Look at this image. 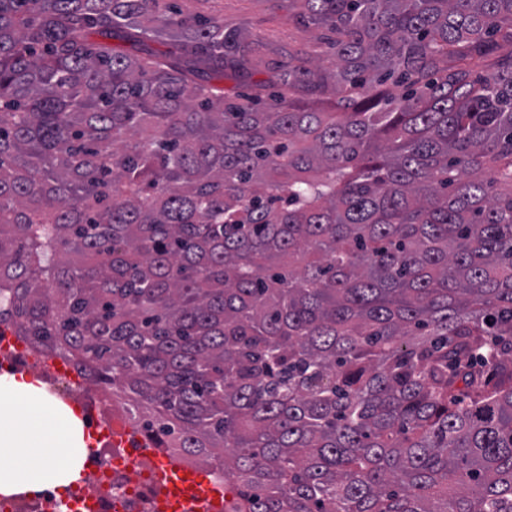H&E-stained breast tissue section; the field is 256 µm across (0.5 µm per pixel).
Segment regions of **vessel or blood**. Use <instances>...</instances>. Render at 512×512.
Listing matches in <instances>:
<instances>
[{
	"instance_id": "vessel-or-blood-1",
	"label": "vessel or blood",
	"mask_w": 512,
	"mask_h": 512,
	"mask_svg": "<svg viewBox=\"0 0 512 512\" xmlns=\"http://www.w3.org/2000/svg\"><path fill=\"white\" fill-rule=\"evenodd\" d=\"M154 479L160 491L161 512H223L224 489L203 470L159 455Z\"/></svg>"
}]
</instances>
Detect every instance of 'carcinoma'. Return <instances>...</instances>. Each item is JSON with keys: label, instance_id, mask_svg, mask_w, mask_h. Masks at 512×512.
Listing matches in <instances>:
<instances>
[{"label": "carcinoma", "instance_id": "1", "mask_svg": "<svg viewBox=\"0 0 512 512\" xmlns=\"http://www.w3.org/2000/svg\"><path fill=\"white\" fill-rule=\"evenodd\" d=\"M288 2L0 0V330L234 512H512V0ZM185 12L202 8L224 17V24L247 29L268 47H288L312 50L306 35L295 25H288V3L277 7L263 0H216L205 5L181 3Z\"/></svg>", "mask_w": 512, "mask_h": 512}]
</instances>
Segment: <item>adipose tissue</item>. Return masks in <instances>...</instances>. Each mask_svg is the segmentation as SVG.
<instances>
[{"label": "adipose tissue", "instance_id": "1", "mask_svg": "<svg viewBox=\"0 0 512 512\" xmlns=\"http://www.w3.org/2000/svg\"><path fill=\"white\" fill-rule=\"evenodd\" d=\"M77 426L30 385L0 378V493L67 488L88 455Z\"/></svg>", "mask_w": 512, "mask_h": 512}]
</instances>
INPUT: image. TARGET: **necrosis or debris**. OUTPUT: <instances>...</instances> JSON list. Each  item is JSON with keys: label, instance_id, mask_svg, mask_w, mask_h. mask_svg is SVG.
Here are the masks:
<instances>
[{"label": "necrosis or debris", "instance_id": "1", "mask_svg": "<svg viewBox=\"0 0 512 512\" xmlns=\"http://www.w3.org/2000/svg\"><path fill=\"white\" fill-rule=\"evenodd\" d=\"M49 358L12 334L0 336V371L22 373L37 382L46 395L61 401L80 403L85 425L96 435L80 480L66 491L44 490L16 493L0 499V512H84L85 502H93L95 512H153L149 471L114 465L118 451L105 435V428L123 416L119 406L104 396L85 378L55 373Z\"/></svg>", "mask_w": 512, "mask_h": 512}]
</instances>
